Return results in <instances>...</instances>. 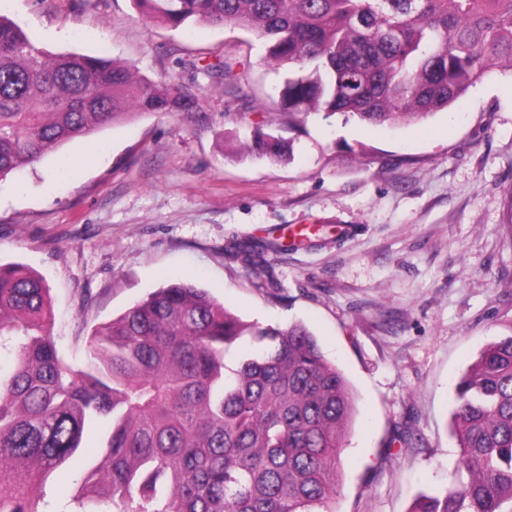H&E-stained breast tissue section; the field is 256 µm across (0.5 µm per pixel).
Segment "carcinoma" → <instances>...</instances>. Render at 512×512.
<instances>
[{"label":"carcinoma","instance_id":"cac0c4a2","mask_svg":"<svg viewBox=\"0 0 512 512\" xmlns=\"http://www.w3.org/2000/svg\"><path fill=\"white\" fill-rule=\"evenodd\" d=\"M174 29L241 26L288 67L278 115L339 113L411 124L512 75V0H133ZM219 86L226 58L199 66ZM200 111L197 96L128 64L50 55L0 14V177L134 115ZM252 158L285 163L292 140L257 129ZM276 240L234 255L265 286ZM50 288L0 264V512H43L45 486L110 424L105 453L78 486L79 512H335L356 396L308 328L246 324L191 283L170 282L88 337L81 367L54 335ZM249 335L257 348L225 362ZM458 462L448 487L409 512H512V334L488 345L456 386Z\"/></svg>","mask_w":512,"mask_h":512}]
</instances>
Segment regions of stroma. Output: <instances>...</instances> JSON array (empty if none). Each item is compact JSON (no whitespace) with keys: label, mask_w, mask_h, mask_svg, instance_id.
I'll return each instance as SVG.
<instances>
[{"label":"stroma","mask_w":512,"mask_h":512,"mask_svg":"<svg viewBox=\"0 0 512 512\" xmlns=\"http://www.w3.org/2000/svg\"><path fill=\"white\" fill-rule=\"evenodd\" d=\"M48 52L102 54L187 83L202 115L142 114L0 178V262L50 288L68 363L82 336L179 278L248 322L300 321L349 380L357 411L336 512H407L448 486L454 388L512 334V78L493 75L410 125L308 115L288 164L239 158L267 128L284 69L240 27L183 34L133 0H0ZM227 58L237 84L182 65ZM93 154L59 174L58 156ZM277 238L257 287L229 245ZM408 427L405 447L390 446Z\"/></svg>","instance_id":"35a3bbf8"}]
</instances>
